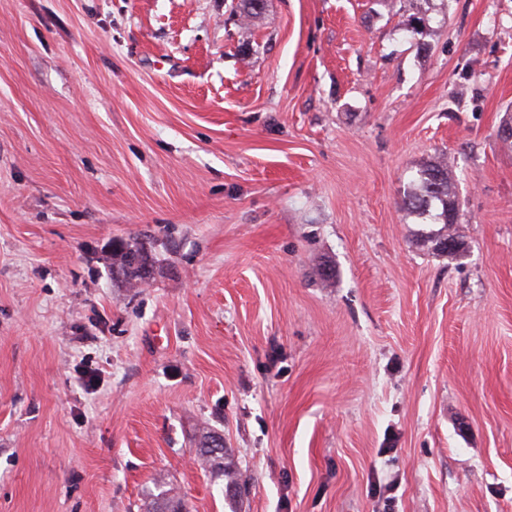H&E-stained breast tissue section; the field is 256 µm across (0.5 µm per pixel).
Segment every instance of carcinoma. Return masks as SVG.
Here are the masks:
<instances>
[{
    "label": "carcinoma",
    "mask_w": 512,
    "mask_h": 512,
    "mask_svg": "<svg viewBox=\"0 0 512 512\" xmlns=\"http://www.w3.org/2000/svg\"><path fill=\"white\" fill-rule=\"evenodd\" d=\"M456 204L454 193V174L445 160L428 161L422 164L412 175L407 189L404 191L403 207L418 215H427L433 223L441 225L436 232H430L423 237V243L429 245L432 251L446 254L448 250L440 247L444 240L455 239L451 232L452 225L458 223V218L448 220V205ZM112 267L123 277L124 286L136 288L152 277L150 256L144 247L133 242L112 254ZM216 432L207 430L203 433L195 451V457L205 471L214 478L223 481L224 486H233L236 492L225 494V499L233 503L242 499L248 492V484L242 479L239 470L224 463V453L210 456L204 450L206 441ZM160 492L154 500L148 503L145 512H180L181 501L174 489L159 481Z\"/></svg>",
    "instance_id": "carcinoma-1"
}]
</instances>
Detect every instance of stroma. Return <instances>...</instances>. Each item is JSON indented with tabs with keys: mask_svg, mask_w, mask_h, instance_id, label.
I'll use <instances>...</instances> for the list:
<instances>
[{
	"mask_svg": "<svg viewBox=\"0 0 512 512\" xmlns=\"http://www.w3.org/2000/svg\"><path fill=\"white\" fill-rule=\"evenodd\" d=\"M509 120L512 0H0V512H512ZM448 203L456 210L452 221L448 220ZM403 207L410 213L428 215L433 224H442L438 231L423 237V243L429 245L432 251L452 255L459 250L448 251L439 246L443 240L456 238L451 228L452 224H458L454 174L447 161H428L416 170L404 191ZM123 277L124 286L136 288L152 277L150 256L138 242L127 244L112 254V268ZM214 435H217V433L211 430H206L203 433L196 448L195 457L205 471L209 472L216 479H222L225 500H228L229 503L232 504L236 499L241 500L242 497L246 495L248 492V484L242 479L241 473L235 466L224 464V446L222 447L221 453L215 456L208 455L203 449L205 448L206 441ZM228 486L237 488L236 492L232 495L228 494ZM163 480L159 481L160 492L154 500L148 503L145 508L146 512H181V501L174 489L169 487Z\"/></svg>",
	"mask_w": 512,
	"mask_h": 512,
	"instance_id": "obj_1",
	"label": "stroma"
}]
</instances>
